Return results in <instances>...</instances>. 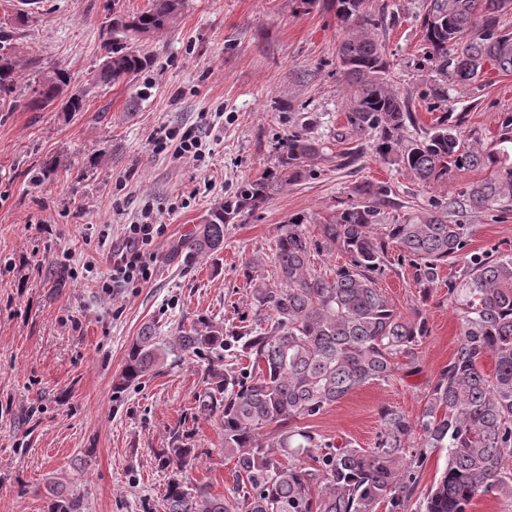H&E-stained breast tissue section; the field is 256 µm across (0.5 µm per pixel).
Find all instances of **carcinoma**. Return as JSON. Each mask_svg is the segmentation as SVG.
<instances>
[{
  "mask_svg": "<svg viewBox=\"0 0 512 512\" xmlns=\"http://www.w3.org/2000/svg\"><path fill=\"white\" fill-rule=\"evenodd\" d=\"M186 0H150L139 13L112 16L97 77L112 84L148 68L152 60L136 42L167 29ZM345 26L339 67L355 84L346 115L351 134L374 133L373 153L400 166L422 185H446L460 169L482 168L487 177L469 183L458 197L472 210L512 204V113L503 114L488 144L462 138L445 118L422 139L405 135L413 121L407 101L390 88L377 30L383 20L368 0H327ZM423 57L436 74L431 96L448 101V84L466 87L489 71L512 73V29L501 17L512 0H425ZM490 68H485L484 64ZM18 60L0 53V93L18 82ZM71 82L63 70L46 73L28 106L43 110L61 102L63 112L84 110L82 96L62 95ZM319 141L303 131L288 134L280 169L248 183L213 211L188 242L198 256L224 249V223L232 214L265 204L288 185L305 179V162L319 154ZM388 189L364 182L349 190L332 220L310 234L308 217L295 215L278 227L277 280L251 284L249 323L234 330L201 319L163 338L146 326L131 343L116 383L135 387L168 358L207 360L204 392L196 416L217 418L224 432V458L233 463L231 495L191 486L185 472L200 460L186 432L175 431L159 453L169 471L162 496L165 512H409L428 450L444 448L448 464L415 512H468L474 500L492 495L512 505V253L497 258L467 253L470 225L458 201L444 198L432 209L381 223ZM382 232H376V227ZM395 246L424 287L441 265L462 257L459 280L448 295L460 305L461 339L426 395L419 417L380 410V440L370 449L323 441L301 424L357 388L386 383L401 364L416 362L425 323L400 313L377 287ZM349 256L333 276L312 264L335 251ZM494 358L491 375L482 368ZM248 365H241L242 359ZM419 432L418 446L409 443Z\"/></svg>",
  "mask_w": 512,
  "mask_h": 512,
  "instance_id": "obj_1",
  "label": "carcinoma"
}]
</instances>
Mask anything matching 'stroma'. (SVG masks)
Segmentation results:
<instances>
[{
	"instance_id": "35a3bbf8",
	"label": "stroma",
	"mask_w": 512,
	"mask_h": 512,
	"mask_svg": "<svg viewBox=\"0 0 512 512\" xmlns=\"http://www.w3.org/2000/svg\"><path fill=\"white\" fill-rule=\"evenodd\" d=\"M384 8L378 32L391 63L389 79L414 114L410 136L441 119L427 97L431 72L422 58V0H369ZM150 0H0V45L20 61L13 93L0 95V512H47L52 494L81 512H163L168 473L157 454L175 428L191 432L201 463L187 477L216 495L233 488L218 421L195 415L205 360L187 357L115 390L127 349L144 325L174 335L205 317L230 328L253 315L248 277L269 279L277 227L312 217L319 235L354 185L389 186L386 217L428 209L486 177L481 168L453 172L447 187L421 185L407 170L380 162L367 140L348 137L350 90L338 69L345 32L322 4L302 0H187L173 25L143 42L151 66L112 85L96 74L113 8L127 14ZM71 76L83 111L26 101L44 72ZM462 137H496L512 112V74L491 73L469 87L448 88V109ZM218 115L219 132L204 162L155 154L160 126H189ZM321 143L309 176L255 211L224 225V249L206 260L181 242L247 182L276 171L295 130ZM358 151L353 164L348 152ZM56 169L42 175L44 162ZM153 203L167 230L155 247L148 282L101 292L96 279L111 266L102 238L119 237ZM469 251L512 252V210L467 211ZM397 248L377 283L408 318L426 323L414 369L363 386L310 420L326 440L373 447L378 411L416 418L425 396L461 338L460 307L448 281L463 265L449 259L422 291ZM70 268L94 266L87 279L53 287L46 259Z\"/></svg>"
}]
</instances>
